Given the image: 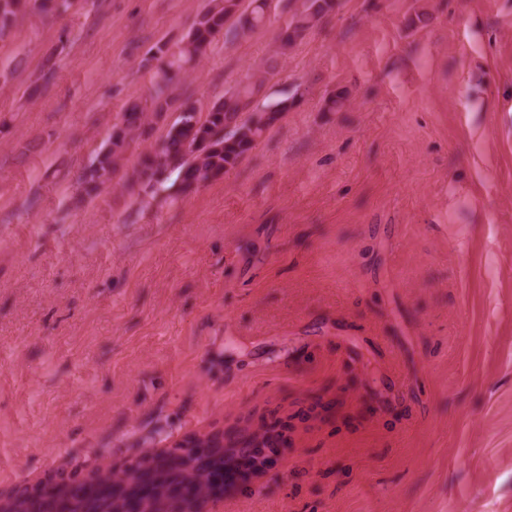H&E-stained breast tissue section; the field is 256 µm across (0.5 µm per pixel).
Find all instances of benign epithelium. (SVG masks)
<instances>
[{
    "instance_id": "benign-epithelium-1",
    "label": "benign epithelium",
    "mask_w": 512,
    "mask_h": 512,
    "mask_svg": "<svg viewBox=\"0 0 512 512\" xmlns=\"http://www.w3.org/2000/svg\"><path fill=\"white\" fill-rule=\"evenodd\" d=\"M272 433L257 426L249 431L226 433L222 430L196 436L172 448H143L137 462L142 464L137 482L130 481L132 465H117L106 456L83 477L71 476L57 471L33 490L16 488L0 494V512H69L70 502L81 497L88 499L97 495L107 496L110 507L102 512H142V491L150 489L156 482L151 462H160L177 457L185 462L203 457V462L215 470H223L224 453L230 448L256 446L268 441ZM240 475L249 480L260 478L274 465L273 458H244L239 460ZM228 484H220L215 493L194 496L192 487L181 478H169L165 488V505L162 512H214L219 500L224 497Z\"/></svg>"
}]
</instances>
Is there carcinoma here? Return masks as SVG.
Here are the masks:
<instances>
[{
  "mask_svg": "<svg viewBox=\"0 0 512 512\" xmlns=\"http://www.w3.org/2000/svg\"><path fill=\"white\" fill-rule=\"evenodd\" d=\"M29 0H0V32L9 28L18 14L28 8ZM335 0H303L302 8L280 34L281 48L286 50L305 35L329 12ZM269 0H249L246 10L235 22L236 0H211V5L196 21L181 42H159L146 62H157L154 93L150 103L134 101L113 125L107 144L97 152L82 176L83 190L91 196L101 186L120 174L131 146L149 139L167 113L179 116L168 126L155 150L144 153L132 173L123 174L127 188L161 185L170 175L185 192L204 185L234 167L263 135L289 111L294 99L271 101L265 85L277 73L278 59L265 62L263 75L224 93L202 114L187 101H179L173 86L186 66L201 56L222 35L234 37L251 34L266 26ZM161 482L176 474L197 481L199 490L207 491L208 475L196 466L184 463L162 464L155 468Z\"/></svg>",
  "mask_w": 512,
  "mask_h": 512,
  "instance_id": "1",
  "label": "carcinoma"
}]
</instances>
